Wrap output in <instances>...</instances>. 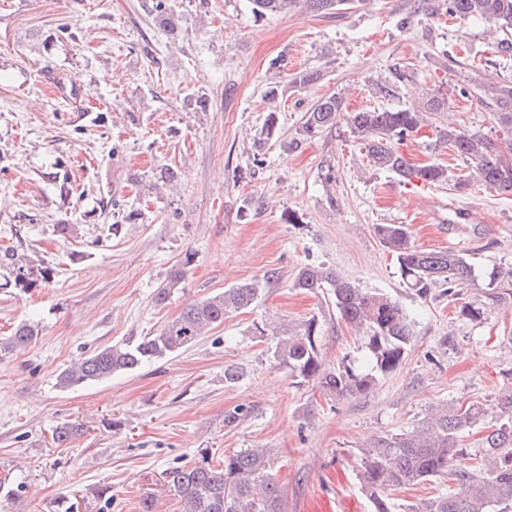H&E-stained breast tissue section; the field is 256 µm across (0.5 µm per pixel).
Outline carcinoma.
Here are the masks:
<instances>
[{
	"label": "carcinoma",
	"instance_id": "1",
	"mask_svg": "<svg viewBox=\"0 0 512 512\" xmlns=\"http://www.w3.org/2000/svg\"><path fill=\"white\" fill-rule=\"evenodd\" d=\"M301 0H250L258 16L291 11ZM448 16L467 20L481 18L503 32L499 53L512 56V0H445ZM392 79L378 88L388 95L410 78L405 68L391 70ZM485 99L496 107L502 138L492 141L480 134L465 132L445 124H435L448 106L440 89L425 92L418 101L397 109L362 108L349 111L341 98L322 97L306 112L299 135L312 139L343 120L353 137L363 146L370 166L396 174L401 181L417 180L428 185L448 182V168L440 163L412 164L399 146L431 128L434 147H446L471 171L458 176L454 190L464 192L479 183L502 194H512V84L490 82L484 86ZM375 234L394 260L401 279L421 298L437 286L453 285L471 276V265L463 254L451 249L425 250L415 245L402 224H378ZM14 283L33 282L30 262L13 253L6 257ZM186 271L171 273L158 290L162 303L178 288ZM496 292L489 299L512 297V272L493 278ZM293 287L334 298L344 321L363 333L366 360L344 359L336 367L323 361L317 321L311 318L282 338L272 358L288 368L295 378L311 381L329 398L369 391L378 377L402 364L411 345V318L395 299L378 291L360 288L323 264H307L299 269ZM261 288L244 283L189 303L183 312L156 334L135 342H119L95 349L63 369L56 387L66 391L104 381L119 373L135 371L155 360L179 352L211 329L224 324L232 313L258 301ZM40 331L37 325L20 323L7 336H0V357L29 347ZM488 418L490 430L481 439L475 454L458 449L462 430ZM74 422L56 425L52 442L67 446L82 435ZM272 456L263 448L232 453L213 463L206 458L166 472L168 491L182 503L183 512H285L281 487L271 473ZM448 479V491L421 503L411 512H509L512 509V391L485 406L441 405L412 430L377 439L362 451L358 479L369 495L372 512H395L390 492L429 481Z\"/></svg>",
	"mask_w": 512,
	"mask_h": 512
}]
</instances>
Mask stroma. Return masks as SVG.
Masks as SVG:
<instances>
[{"label": "stroma", "instance_id": "obj_1", "mask_svg": "<svg viewBox=\"0 0 512 512\" xmlns=\"http://www.w3.org/2000/svg\"><path fill=\"white\" fill-rule=\"evenodd\" d=\"M443 2L355 0L261 18L249 0H0V252L50 273L9 286L0 260V336L22 322L41 329L36 344L0 358V478L30 488L19 503L1 497L0 512H58L67 498L79 512H139L148 495L159 512H181L168 469L252 448L273 450L286 512H372L357 477L362 448L436 405H487L512 390V299L485 303L493 275L512 270V195L454 191L464 162L422 135L404 152L446 165L448 185L369 166L345 125L298 135L320 97L393 109L438 85L442 121L494 136L482 89L511 81L512 59L500 58L487 22L459 24ZM395 66L411 79L382 95L375 82ZM309 70L319 83L293 84ZM272 111L277 132L257 148ZM163 167L178 170L176 186L154 188ZM378 224L463 253L471 277L418 297ZM307 264L386 293L413 319L403 363L367 393L327 400L271 357L283 328L312 317L327 365L365 355L328 296L293 288ZM180 268L181 287L157 302ZM270 270L278 279L266 280ZM254 281L258 302L185 351L56 387L87 349L154 334L187 304ZM467 304L483 316L460 317ZM237 407L244 417L226 425ZM63 421L86 432L57 448L51 430Z\"/></svg>", "mask_w": 512, "mask_h": 512}]
</instances>
